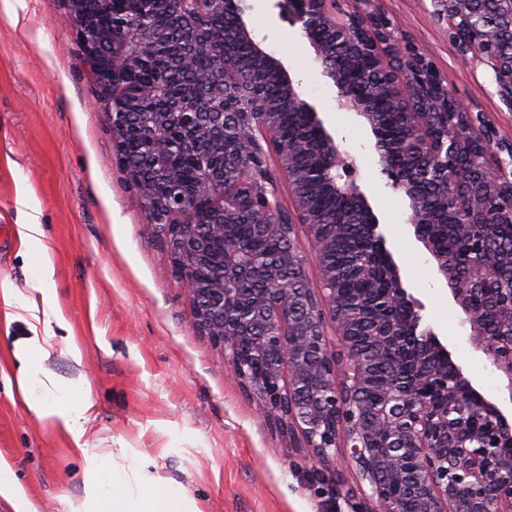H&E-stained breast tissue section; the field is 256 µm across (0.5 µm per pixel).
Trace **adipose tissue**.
<instances>
[{"instance_id":"ef3b65f1","label":"adipose tissue","mask_w":512,"mask_h":512,"mask_svg":"<svg viewBox=\"0 0 512 512\" xmlns=\"http://www.w3.org/2000/svg\"><path fill=\"white\" fill-rule=\"evenodd\" d=\"M17 234L21 244L39 260V297L30 299L18 289L5 285L0 287V298L24 311H40L46 319L62 321V310L51 290L53 264L43 242L41 225L33 221L19 225ZM105 479L108 491L99 495L97 512H193L182 495L171 492L158 477L145 474L139 467L113 470Z\"/></svg>"}]
</instances>
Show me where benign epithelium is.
Here are the masks:
<instances>
[{
	"instance_id": "obj_1",
	"label": "benign epithelium",
	"mask_w": 512,
	"mask_h": 512,
	"mask_svg": "<svg viewBox=\"0 0 512 512\" xmlns=\"http://www.w3.org/2000/svg\"><path fill=\"white\" fill-rule=\"evenodd\" d=\"M66 2L83 64L99 86L101 108L109 120L131 201L148 211L158 237L169 248L177 278L189 296L194 326L224 352L225 368L256 402L260 417L322 465L315 471L322 484L336 474V452L344 450L356 473L359 502L353 512H512V455L504 452L512 447V423L469 383L460 392L462 416L448 418V409L436 399L448 392V351L430 327H421L423 305L401 288L391 260L388 268L396 288L390 300L403 312L402 320L393 335L374 336L372 341L378 348L397 349L400 359L377 400H366L368 365L334 288L336 273L324 260L327 230L336 226L311 223L310 212L293 197L290 207H283L279 192L281 184L288 183V170L282 159L294 145L278 139L263 98L253 91L248 112L224 111V97L241 85L238 63L224 57L220 67L202 79V93L188 90L170 98L171 75L165 68L132 92L126 79L145 57L163 47V32L135 22L103 25L101 19L111 13L112 0ZM160 2L174 13L191 46L180 59L184 69L193 67L194 52L219 51L229 34L249 45L255 61L276 74L288 92V109L306 115L320 136V163L331 189L351 195L368 216L374 236L383 239L377 232L378 219L354 178V158L303 98L300 82L264 42L255 39L250 0H243L229 33L203 23L204 15L224 11L228 0ZM336 2L279 0V6H288L290 23L299 26L308 40L322 74L335 89L337 105L373 130L380 173L409 200L415 235L446 278L448 258L418 232L416 184L390 164L369 98L354 91L336 65V38L346 40L369 76L394 60L390 79L405 111L462 115L469 129L479 134L480 148L463 158L455 130L421 126L425 142L447 149L444 183L454 193L475 196L487 184L512 191V147L493 146L485 121L469 112L445 82L432 86L423 80L421 72L430 63L407 44L398 25L390 24L385 37L375 35L376 21L382 17L375 0H361V8L340 14ZM437 2L460 49L483 60L499 88L512 96V50L493 55L485 50L506 33L512 37V0ZM146 100L161 106L142 135L136 118ZM229 121L237 129L236 151L186 189L178 177L168 133L180 130L182 152L195 155L209 140L224 142V124ZM139 136L147 174L128 166L124 158L130 141ZM226 164L237 169L242 191L224 190ZM239 224L251 225L262 236L280 231L288 239V251L262 263L249 260L247 248L236 237ZM299 227L312 244L309 258L301 256L295 244ZM310 259L319 269L317 289L310 287L306 273ZM256 282L268 287L255 288ZM451 292L467 317L472 346L505 377L512 403V333L485 336L482 321L467 306V289Z\"/></svg>"
}]
</instances>
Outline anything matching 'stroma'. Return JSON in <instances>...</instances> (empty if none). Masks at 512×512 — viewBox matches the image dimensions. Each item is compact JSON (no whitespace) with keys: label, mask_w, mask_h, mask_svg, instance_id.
I'll return each instance as SVG.
<instances>
[{"label":"stroma","mask_w":512,"mask_h":512,"mask_svg":"<svg viewBox=\"0 0 512 512\" xmlns=\"http://www.w3.org/2000/svg\"><path fill=\"white\" fill-rule=\"evenodd\" d=\"M406 40L432 60L456 98L485 113L497 139L512 141V100L491 69L462 54L436 0H378ZM256 37L301 83L327 129L357 158L361 184L381 219L403 288L424 306L453 363L487 399L505 380L469 340L470 329L436 262L414 236L409 203L379 173L373 136L338 109L312 48L273 0H256ZM65 0H0V283L29 292L35 259L18 225L36 220L53 262L65 319L53 326L44 374L82 379L91 400L81 444L18 394L14 343L29 312L0 298V460L13 468L32 512H93L95 464L148 463L197 512H350L342 493L314 480L300 448L257 417L255 402L224 367V354L192 323L189 297L170 254L130 202L100 92L80 64ZM77 344L81 362L67 349Z\"/></svg>","instance_id":"stroma-1"}]
</instances>
